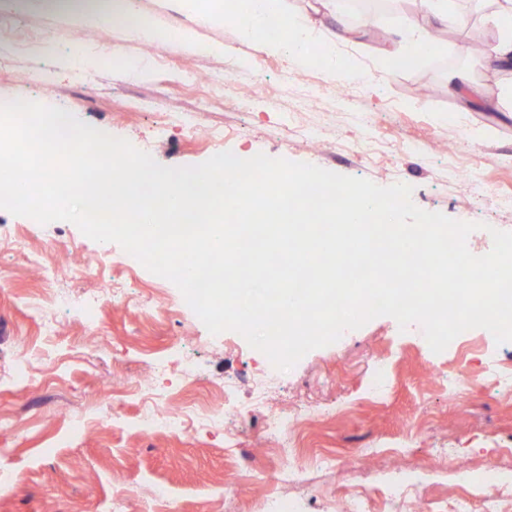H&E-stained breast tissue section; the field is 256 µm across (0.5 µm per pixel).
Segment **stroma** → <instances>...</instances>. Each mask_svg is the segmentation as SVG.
Segmentation results:
<instances>
[{"mask_svg":"<svg viewBox=\"0 0 512 512\" xmlns=\"http://www.w3.org/2000/svg\"><path fill=\"white\" fill-rule=\"evenodd\" d=\"M452 5L466 24L438 26L437 52L411 67L400 68L396 58L410 28L424 23L419 0H386L381 29L362 38L340 43L319 32L311 43L319 66L308 69L283 55H255L233 23L216 26L163 0H135V16L169 34L165 61L145 51L135 24L123 22L106 25L103 41L88 28L80 67L69 50L68 14L21 11L0 0V15L23 39L0 62V103L20 98L71 109L164 166H196L224 151L244 159L263 153L382 187L404 183L419 208L480 223L467 245L484 255L493 245L490 229L512 231V101L486 107L449 91L448 78L467 73L492 97L512 84V69L483 66L496 42L488 20L494 0ZM187 27L223 44V54L186 49L179 34ZM340 50L361 80L337 83ZM129 61L143 75L129 74ZM479 182L510 203L478 196ZM0 235L24 241L20 249L0 248V512H112L113 495L129 485L139 493L125 512H267L278 494L302 497L303 512H349L351 493L361 489L371 512H407L384 494L403 464L423 480L418 512H449L464 492V475L434 472L438 460L512 465V387L489 382L474 397L456 392L458 375L492 364L512 369V343L497 344L485 329L437 354L420 324L403 331L379 316L279 372L260 399L254 382L264 354L237 332L210 334L175 284L118 244L96 242L68 221L43 225L3 209ZM32 254L50 265L81 254L103 262L49 280L29 263ZM107 283L120 289L121 303L105 307L95 324L81 321L73 305ZM145 295L159 302L154 314L138 305ZM56 296L64 306L53 307ZM24 353L36 367L57 359L55 377L36 374L19 384ZM155 359L167 365L165 377L152 375ZM383 360L390 384L368 398ZM186 362L194 366L187 378ZM143 390L149 403L139 397ZM309 403L323 413L300 428L299 478L278 482L282 453L265 436L263 415L293 414ZM190 404L223 410L224 419L179 431L138 427L145 413ZM397 442L408 443L405 457L388 452ZM244 451L252 457L247 477L240 473ZM326 452L341 471L316 464Z\"/></svg>","mask_w":512,"mask_h":512,"instance_id":"35a3bbf8","label":"stroma"}]
</instances>
